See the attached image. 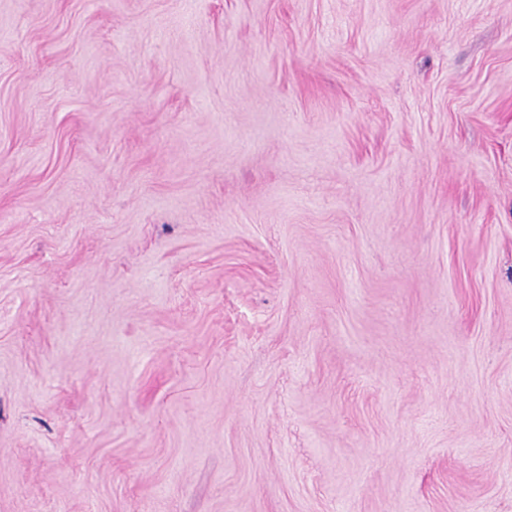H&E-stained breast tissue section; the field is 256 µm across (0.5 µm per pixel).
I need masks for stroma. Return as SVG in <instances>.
Here are the masks:
<instances>
[{"instance_id":"1","label":"stroma","mask_w":512,"mask_h":512,"mask_svg":"<svg viewBox=\"0 0 512 512\" xmlns=\"http://www.w3.org/2000/svg\"><path fill=\"white\" fill-rule=\"evenodd\" d=\"M0 512H512V0H0Z\"/></svg>"}]
</instances>
